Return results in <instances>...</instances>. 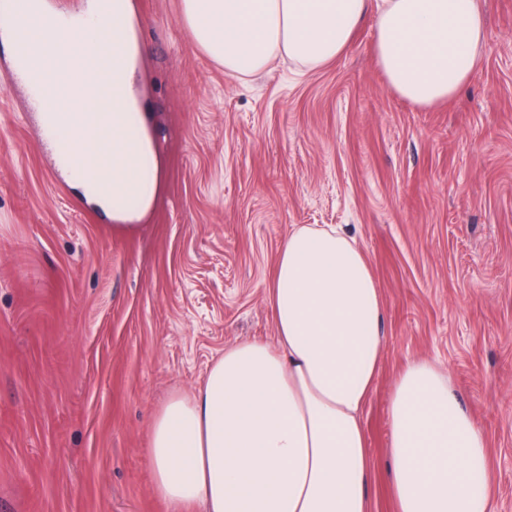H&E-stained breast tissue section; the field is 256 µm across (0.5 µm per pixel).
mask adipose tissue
<instances>
[{
	"mask_svg": "<svg viewBox=\"0 0 512 512\" xmlns=\"http://www.w3.org/2000/svg\"><path fill=\"white\" fill-rule=\"evenodd\" d=\"M112 14L104 39L101 15ZM200 46L237 77L278 60L302 67L347 50L365 19L390 86L415 106L445 103L484 51L481 0H184ZM29 52L47 78L40 113L57 139L112 180L97 195L113 219H138L159 186L158 152L134 86L140 46L130 0H87ZM111 53L112 86L88 90L85 59ZM272 339L225 346L193 396H172L151 427L155 490L173 509L372 512L373 463L363 412L383 356L384 312L367 259L340 230L299 227L273 270ZM391 483L398 512H493L488 441L448 371L408 361L389 400Z\"/></svg>",
	"mask_w": 512,
	"mask_h": 512,
	"instance_id": "1",
	"label": "adipose tissue"
}]
</instances>
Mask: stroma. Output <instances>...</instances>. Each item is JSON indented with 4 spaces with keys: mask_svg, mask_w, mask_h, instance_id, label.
Segmentation results:
<instances>
[{
    "mask_svg": "<svg viewBox=\"0 0 512 512\" xmlns=\"http://www.w3.org/2000/svg\"><path fill=\"white\" fill-rule=\"evenodd\" d=\"M481 2L473 80L416 107L379 68L372 21L320 68L244 81L183 0H131L160 165L132 234L61 171L0 37V512H171L152 421L225 346L274 336L270 280L301 225L342 226L381 291L374 512H397L388 405L418 358L450 372L512 512V0Z\"/></svg>",
    "mask_w": 512,
    "mask_h": 512,
    "instance_id": "1",
    "label": "stroma"
}]
</instances>
